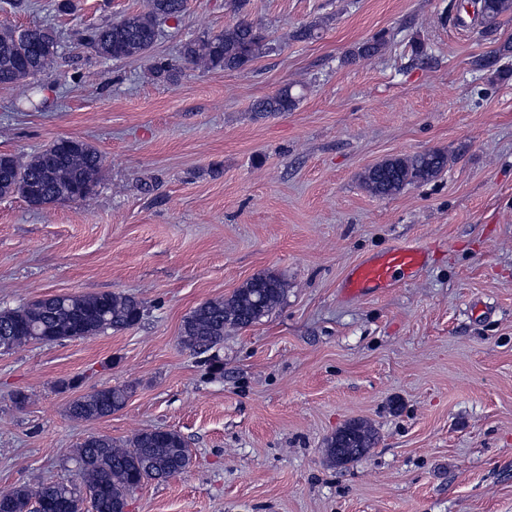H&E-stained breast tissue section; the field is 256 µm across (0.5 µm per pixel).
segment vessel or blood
<instances>
[{
    "label": "vessel or blood",
    "mask_w": 512,
    "mask_h": 512,
    "mask_svg": "<svg viewBox=\"0 0 512 512\" xmlns=\"http://www.w3.org/2000/svg\"><path fill=\"white\" fill-rule=\"evenodd\" d=\"M426 253L416 246L395 248L358 263L347 279V295L395 285L398 278L414 276L425 264Z\"/></svg>",
    "instance_id": "obj_1"
}]
</instances>
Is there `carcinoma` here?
<instances>
[{
	"label": "carcinoma",
	"instance_id": "carcinoma-1",
	"mask_svg": "<svg viewBox=\"0 0 512 512\" xmlns=\"http://www.w3.org/2000/svg\"><path fill=\"white\" fill-rule=\"evenodd\" d=\"M512 9V0H481L477 26L496 20ZM185 0H147L145 9L117 21L90 28L81 40L96 55L113 60L148 56L165 27L178 23ZM275 50L266 34L246 19L197 40L185 42L177 62L158 60L152 70L156 78L174 82L188 63L208 71H240L258 58ZM57 55L55 32L43 26L16 30L0 28V85H21L53 64ZM301 95L286 86L275 95L256 103L261 113L291 112ZM7 169L0 168V197L12 195V185L25 182L30 193L24 200L42 208L57 201H86L91 198L102 167V154L89 143L71 137L59 138L26 160L5 154ZM448 165V155L440 151L394 158L369 169L363 182L377 196H391L414 183L437 177ZM263 293L267 310L285 295V282L275 274L252 278L228 298L208 300L184 318L180 343L190 352L202 355L224 341V331L233 319ZM142 303L129 295L112 292L90 295H64L52 300L31 301L21 307L0 310V329L11 336V348L30 342L52 344L95 336L108 330L120 331L136 325L142 317ZM127 390L109 386L78 397L69 406L77 420L111 415L122 408ZM375 437L362 423L353 422L331 438L329 455L338 448L369 449ZM76 479L69 483H44L0 491V501L13 503V512H83L90 502L92 512H125L126 495L137 484L166 480L186 471L190 450L178 432L144 430L125 444L104 435L85 440L71 457Z\"/></svg>",
	"mask_w": 512,
	"mask_h": 512
}]
</instances>
